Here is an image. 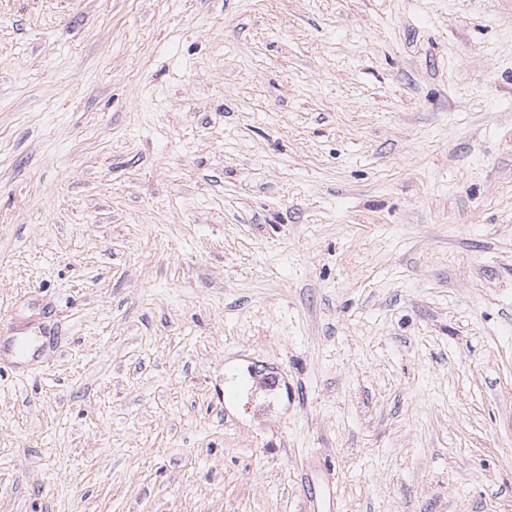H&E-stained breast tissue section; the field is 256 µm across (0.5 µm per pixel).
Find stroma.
<instances>
[{"label": "stroma", "mask_w": 512, "mask_h": 512, "mask_svg": "<svg viewBox=\"0 0 512 512\" xmlns=\"http://www.w3.org/2000/svg\"><path fill=\"white\" fill-rule=\"evenodd\" d=\"M0 512H512V0H0Z\"/></svg>", "instance_id": "stroma-1"}]
</instances>
